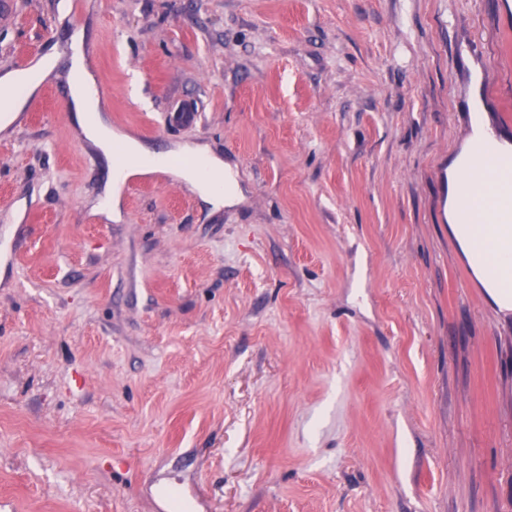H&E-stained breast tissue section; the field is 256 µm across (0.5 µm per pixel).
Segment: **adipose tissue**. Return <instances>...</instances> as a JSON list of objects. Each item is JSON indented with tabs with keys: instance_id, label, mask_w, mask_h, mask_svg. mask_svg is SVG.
<instances>
[{
	"instance_id": "1",
	"label": "adipose tissue",
	"mask_w": 512,
	"mask_h": 512,
	"mask_svg": "<svg viewBox=\"0 0 512 512\" xmlns=\"http://www.w3.org/2000/svg\"><path fill=\"white\" fill-rule=\"evenodd\" d=\"M74 79L70 86V107L86 138L103 151H111L113 132L100 114V101L88 90L91 76L85 66L82 53L72 56ZM492 145L497 152L507 153L506 143L500 141L494 131L484 122L482 116L473 119L472 134L464 146L460 157L455 158L448 171V223L451 234L475 273L478 281L486 289L491 301L500 312L512 311V244L503 243L498 237L499 227L486 217L492 207L490 195L478 197L475 205V217L471 223L458 220V200L463 195L465 183L477 182L476 173H465L464 158L480 151L485 145ZM127 150L132 159L126 167L110 182L104 201L108 213H115L119 207L120 185L126 179L153 173V166L146 160L151 152L136 140H128ZM186 163L180 169L183 178L197 190L202 200L214 207L222 206L224 201L233 200L236 188L217 187V180L223 179L225 168L223 161L212 155L201 145H184L179 149Z\"/></svg>"
}]
</instances>
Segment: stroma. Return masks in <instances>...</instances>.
Segmentation results:
<instances>
[{
  "label": "stroma",
  "mask_w": 512,
  "mask_h": 512,
  "mask_svg": "<svg viewBox=\"0 0 512 512\" xmlns=\"http://www.w3.org/2000/svg\"><path fill=\"white\" fill-rule=\"evenodd\" d=\"M113 129L198 144L101 207ZM6 512H512V313L448 232L473 104L512 142V0H0ZM78 46L77 51L72 56V71L75 75L70 86V107L74 112V117L82 128L86 138L104 152L112 150V138H123L127 143V150L131 158L137 159V163H132L118 175L114 176L110 182L108 192L104 201V208L112 216L114 213L119 215L120 185L126 179L134 176H142L159 171L160 169L150 165L141 164L140 161L155 156L142 144L127 136L114 134L112 127L105 122L100 115V101L94 97L87 88V84L92 81L85 66V58L80 53L82 39L78 37L74 43ZM53 68V57L46 56L38 60L27 72L7 71L0 77V93L2 94V91L11 92L18 84L25 83L28 89L27 96H30L37 90L40 83L50 75ZM178 153L187 161L201 160L206 164L209 177L204 176L197 168L189 164L180 168L181 176L196 188L204 202L214 207H220L224 205V200L231 201L236 197L237 182L226 172L224 162L212 155L206 147L184 145L179 148ZM224 173L231 177V187L226 191L215 184L217 180H222L224 184Z\"/></svg>",
  "instance_id": "stroma-1"
}]
</instances>
